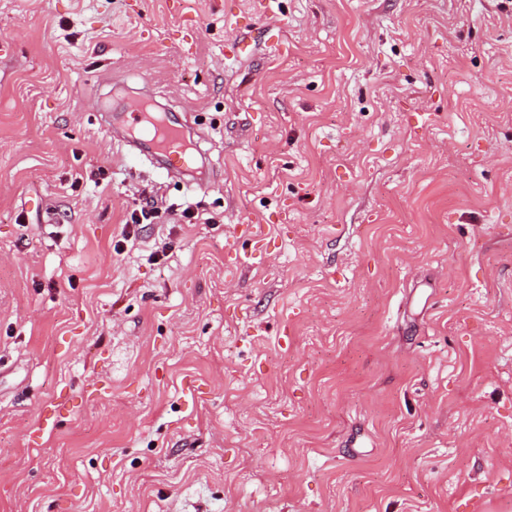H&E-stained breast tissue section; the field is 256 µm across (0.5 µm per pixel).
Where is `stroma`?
Here are the masks:
<instances>
[{"mask_svg": "<svg viewBox=\"0 0 512 512\" xmlns=\"http://www.w3.org/2000/svg\"><path fill=\"white\" fill-rule=\"evenodd\" d=\"M254 2L0 0V512H512V0ZM144 102H133L125 112L112 113V136L125 130L131 138H122L136 154L156 160L161 174L168 178L175 172H194L198 155L203 157L192 128L172 114L148 112Z\"/></svg>", "mask_w": 512, "mask_h": 512, "instance_id": "35a3bbf8", "label": "stroma"}]
</instances>
